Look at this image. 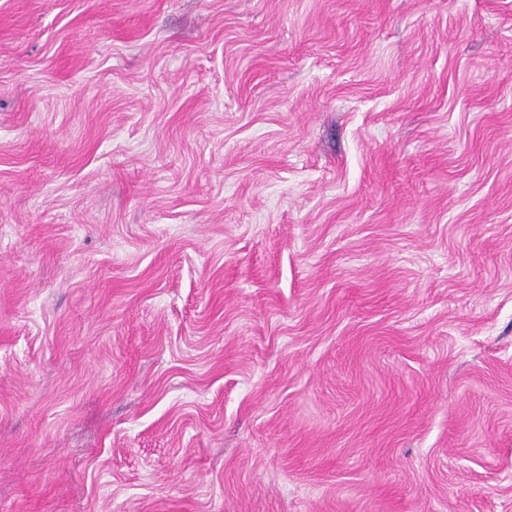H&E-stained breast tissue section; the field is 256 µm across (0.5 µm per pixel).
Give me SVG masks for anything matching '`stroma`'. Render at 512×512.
<instances>
[{"label":"stroma","mask_w":512,"mask_h":512,"mask_svg":"<svg viewBox=\"0 0 512 512\" xmlns=\"http://www.w3.org/2000/svg\"><path fill=\"white\" fill-rule=\"evenodd\" d=\"M0 512H512V0H0Z\"/></svg>","instance_id":"35a3bbf8"}]
</instances>
